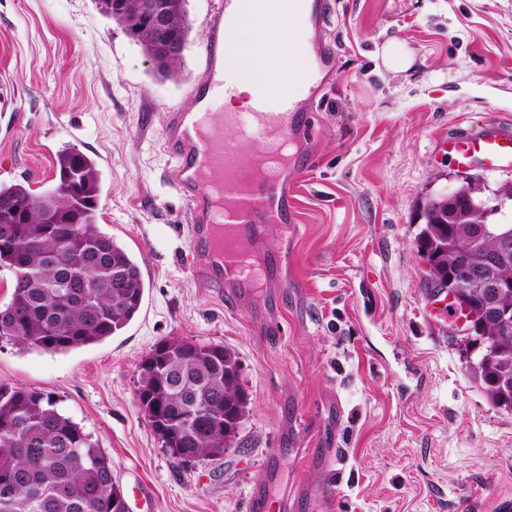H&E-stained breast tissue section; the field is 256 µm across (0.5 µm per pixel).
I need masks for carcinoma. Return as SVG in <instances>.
Returning <instances> with one entry per match:
<instances>
[{"instance_id": "carcinoma-1", "label": "carcinoma", "mask_w": 512, "mask_h": 512, "mask_svg": "<svg viewBox=\"0 0 512 512\" xmlns=\"http://www.w3.org/2000/svg\"><path fill=\"white\" fill-rule=\"evenodd\" d=\"M165 75L183 57L166 52L167 34L144 28L137 39ZM56 185L36 193L27 181L0 183V269L14 274L10 303L0 309V341L48 352L105 340L138 313L144 293L137 261L98 230L97 163L69 147L55 157ZM73 187L69 195L62 186ZM29 210L20 224L17 215ZM417 250L438 281L460 282L465 269L492 254L496 240L475 246L470 230L480 214L444 198L426 196L418 207ZM471 342L469 364L497 402L512 381V334L487 322ZM234 353L222 345L180 338L160 341L138 369L140 411L176 464L218 459L236 444L248 396ZM224 426L213 431L212 424ZM0 512H128L112 460L49 395L0 386Z\"/></svg>"}]
</instances>
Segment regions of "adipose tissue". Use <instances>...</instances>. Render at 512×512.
Here are the masks:
<instances>
[{
    "label": "adipose tissue",
    "mask_w": 512,
    "mask_h": 512,
    "mask_svg": "<svg viewBox=\"0 0 512 512\" xmlns=\"http://www.w3.org/2000/svg\"><path fill=\"white\" fill-rule=\"evenodd\" d=\"M265 33L254 27L250 14L239 11L236 22L224 33L226 59L235 64L240 72L237 92L225 99L224 109L228 112L248 106L250 98L258 84L273 78V72L263 56L250 52L251 44L262 41Z\"/></svg>",
    "instance_id": "ef3b65f1"
}]
</instances>
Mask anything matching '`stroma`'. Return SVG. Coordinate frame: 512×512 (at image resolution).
I'll list each match as a JSON object with an SVG mask.
<instances>
[{"label":"stroma","instance_id":"obj_1","mask_svg":"<svg viewBox=\"0 0 512 512\" xmlns=\"http://www.w3.org/2000/svg\"><path fill=\"white\" fill-rule=\"evenodd\" d=\"M216 0H188L180 71L159 73L94 0H0V182L54 186L73 146L100 173L98 228L141 266L130 324L52 353L0 342V385L51 395L112 460L129 512H250L328 478L330 512H504L512 498V409L468 368L439 317L415 239L421 196L476 177L483 196L512 168L446 158L451 134L512 132V0H327L332 85L293 142L288 174L301 232H267V271L234 306L203 288L186 255L188 208L162 147L188 90ZM399 43L408 69L385 68ZM231 350L248 399L238 447L172 464L136 401L138 366L163 339Z\"/></svg>","mask_w":512,"mask_h":512}]
</instances>
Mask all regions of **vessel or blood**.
<instances>
[{
	"instance_id": "vessel-or-blood-1",
	"label": "vessel or blood",
	"mask_w": 512,
	"mask_h": 512,
	"mask_svg": "<svg viewBox=\"0 0 512 512\" xmlns=\"http://www.w3.org/2000/svg\"><path fill=\"white\" fill-rule=\"evenodd\" d=\"M298 0H252L253 20L262 26L274 17L287 22L289 32L306 39L319 61L309 75V98L293 99L288 87L294 74H278L275 83L261 85L248 113L225 112L224 99L236 91L234 75L224 66V28L229 18L221 0L210 18L204 45V68L191 90L194 109L170 113L163 147L174 160L170 176L186 202L191 224L187 260L198 281L218 292L239 295L252 287L254 244L272 224L294 223L283 171L263 174L257 155L279 154L296 135L307 131L315 96L328 80L333 52L321 25L323 8L311 10ZM223 113V123L212 120ZM449 160L460 166L480 158L490 166H512V132L493 129L480 136H451L445 142Z\"/></svg>"
}]
</instances>
